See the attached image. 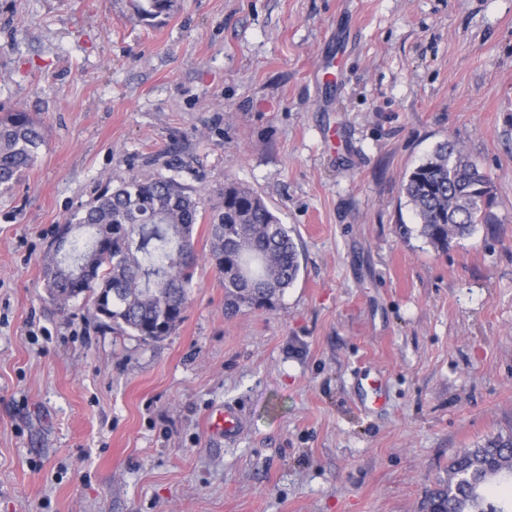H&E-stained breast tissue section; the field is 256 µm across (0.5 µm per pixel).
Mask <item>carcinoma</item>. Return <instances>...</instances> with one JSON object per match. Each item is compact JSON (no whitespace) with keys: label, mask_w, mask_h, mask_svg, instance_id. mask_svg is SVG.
<instances>
[{"label":"carcinoma","mask_w":512,"mask_h":512,"mask_svg":"<svg viewBox=\"0 0 512 512\" xmlns=\"http://www.w3.org/2000/svg\"><path fill=\"white\" fill-rule=\"evenodd\" d=\"M44 141L40 121L15 110L0 117V191L13 188ZM492 177L456 145L443 142L403 184L419 233L436 250L491 223L473 185ZM207 220L206 258L224 280V311L272 309L298 278V244L250 188L224 184L221 205L204 216L201 199L173 177L148 176L106 190L65 221L47 252L49 296L65 306L87 299L105 322L157 343L184 320L197 255L196 225ZM90 231L85 245L76 232ZM512 484V438L495 437L456 454L448 477L425 491L421 512H512L489 485Z\"/></svg>","instance_id":"cac0c4a2"}]
</instances>
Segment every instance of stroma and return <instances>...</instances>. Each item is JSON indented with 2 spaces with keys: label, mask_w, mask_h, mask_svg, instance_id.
Instances as JSON below:
<instances>
[{
  "label": "stroma",
  "mask_w": 512,
  "mask_h": 512,
  "mask_svg": "<svg viewBox=\"0 0 512 512\" xmlns=\"http://www.w3.org/2000/svg\"><path fill=\"white\" fill-rule=\"evenodd\" d=\"M144 5L0 0V116L45 127L0 194V512H420L512 433V0ZM447 140L494 221L438 251L402 185ZM157 174L208 210L248 185L287 224L275 309L225 315L204 260L158 343L50 300L58 225Z\"/></svg>",
  "instance_id": "stroma-1"
}]
</instances>
